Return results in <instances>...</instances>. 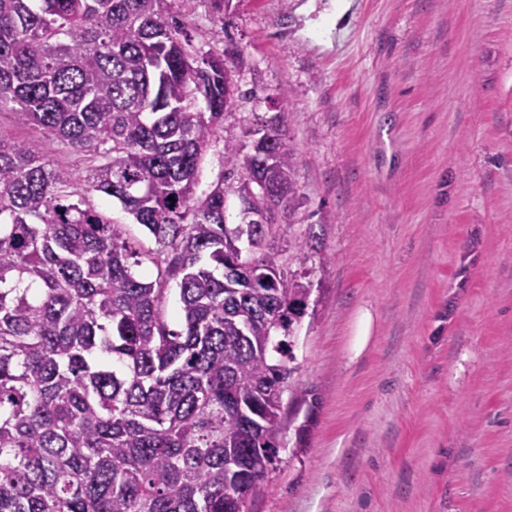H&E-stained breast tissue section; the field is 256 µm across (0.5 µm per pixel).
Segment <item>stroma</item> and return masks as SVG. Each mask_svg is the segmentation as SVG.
I'll return each instance as SVG.
<instances>
[{"instance_id": "stroma-1", "label": "stroma", "mask_w": 512, "mask_h": 512, "mask_svg": "<svg viewBox=\"0 0 512 512\" xmlns=\"http://www.w3.org/2000/svg\"><path fill=\"white\" fill-rule=\"evenodd\" d=\"M351 3L196 0L177 34L236 86L197 195L266 122L295 155L271 244L311 293L247 512H512V0ZM0 130L85 180L84 153ZM372 326V314L368 310L361 312L357 321L356 337L352 344V352L354 357L361 355L369 344L372 333Z\"/></svg>"}]
</instances>
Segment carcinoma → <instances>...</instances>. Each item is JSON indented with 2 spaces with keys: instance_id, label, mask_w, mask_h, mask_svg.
<instances>
[{
  "instance_id": "1",
  "label": "carcinoma",
  "mask_w": 512,
  "mask_h": 512,
  "mask_svg": "<svg viewBox=\"0 0 512 512\" xmlns=\"http://www.w3.org/2000/svg\"><path fill=\"white\" fill-rule=\"evenodd\" d=\"M166 6L0 0V112L91 152L88 191L156 245L134 250L0 130V512H247L277 452L310 294L266 248L293 154L274 123L249 152L224 144L247 224L225 223L224 178L195 196L233 80L224 57L185 53ZM250 181L269 194L248 199Z\"/></svg>"
}]
</instances>
